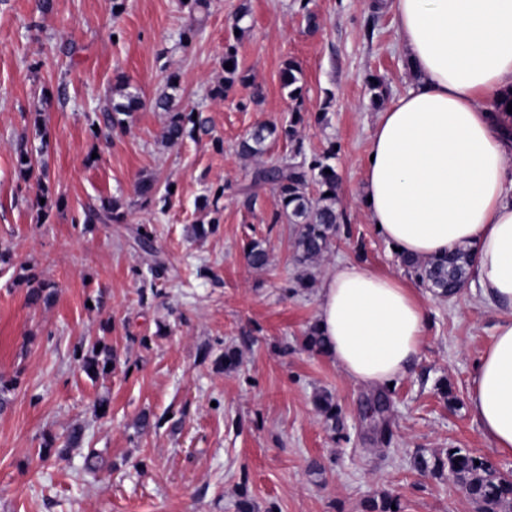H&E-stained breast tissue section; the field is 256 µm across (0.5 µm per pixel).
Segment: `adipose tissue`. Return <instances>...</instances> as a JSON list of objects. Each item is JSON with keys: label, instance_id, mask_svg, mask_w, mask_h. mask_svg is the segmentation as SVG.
<instances>
[{"label": "adipose tissue", "instance_id": "obj_1", "mask_svg": "<svg viewBox=\"0 0 512 512\" xmlns=\"http://www.w3.org/2000/svg\"><path fill=\"white\" fill-rule=\"evenodd\" d=\"M415 80L381 112L365 162V210L380 236L422 260L463 248L471 285L497 313L469 404L493 448L512 455V0H386ZM317 327L337 369L380 389L407 375L427 329L415 292L355 260L332 265Z\"/></svg>", "mask_w": 512, "mask_h": 512}]
</instances>
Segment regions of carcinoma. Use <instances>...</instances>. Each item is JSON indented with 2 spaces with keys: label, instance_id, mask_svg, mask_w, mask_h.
<instances>
[{
  "label": "carcinoma",
  "instance_id": "obj_1",
  "mask_svg": "<svg viewBox=\"0 0 512 512\" xmlns=\"http://www.w3.org/2000/svg\"><path fill=\"white\" fill-rule=\"evenodd\" d=\"M224 62L232 63V69L224 70V82L210 92L214 98H223L237 82L245 83L249 77L239 71L236 46L226 41L224 46ZM282 87L287 89L288 100L292 103V119L286 126L275 124L261 125L254 129L239 144L242 157L257 163L253 171V184L269 185L277 197L278 209L270 218V223H288L295 225L294 259L297 265L307 268L323 259L330 251L341 225L349 223L344 210L337 207L340 178L332 160L336 159V149L330 148L320 155L308 158L302 155L301 146L294 148L293 155L276 162L267 163L263 156L267 155L269 143L279 139L290 142L297 141L296 126L302 121L301 106L303 100V74L300 65L290 60L282 70ZM177 88V75L171 74L166 80V90L156 96L154 109L167 114L162 131V142L168 147H175L187 138H194L197 131L203 128L201 117L194 112H185L175 106V97L171 91ZM119 99L112 100V110L103 113L105 129L97 127L91 121L90 130L98 137L119 130L126 131L129 119L137 111L142 101L138 93L129 91V83L122 81L115 87ZM42 150L35 152L26 146L19 147L17 166L22 179L27 180L34 174L35 167H40L38 181L40 197L44 204L38 205V217H47L52 209L49 187L45 184L47 164L41 159ZM331 173H325V170ZM314 184L316 194L310 196L306 187ZM159 189L151 179L140 180L135 187L136 196L144 203L152 201ZM125 213L121 206L112 199H104L98 207H89L84 211V224L91 228L96 224H121ZM245 259L249 266L261 269L268 263V252L259 241H252L245 250ZM402 263L423 285L441 296L453 297L465 286L468 268L471 263L469 252L459 249L435 259L421 261L413 257H401ZM27 286V301L32 306L48 305L55 297L53 284L41 279L33 268L21 276ZM304 346L315 352H326L324 337L317 327L312 326L304 336ZM74 358L79 362L80 369L91 379L111 373L108 365L112 364V347L103 340L95 341L89 348L78 347L74 350ZM315 407L332 421L338 420L339 408L328 393L316 397ZM83 439V429H71L62 444L56 446V438L45 437L38 455L43 461L51 456L63 459L69 450L78 446ZM414 465L422 472L442 474L448 473L460 486L466 497L476 505L477 512H503L512 505V477L502 475L491 463L481 456L463 451L459 448L448 449V455L442 459L432 460L420 455L415 458Z\"/></svg>",
  "mask_w": 512,
  "mask_h": 512
}]
</instances>
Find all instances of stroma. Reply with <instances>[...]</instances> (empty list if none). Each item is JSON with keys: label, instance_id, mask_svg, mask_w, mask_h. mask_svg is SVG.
Here are the masks:
<instances>
[{"label": "stroma", "instance_id": "stroma-1", "mask_svg": "<svg viewBox=\"0 0 512 512\" xmlns=\"http://www.w3.org/2000/svg\"><path fill=\"white\" fill-rule=\"evenodd\" d=\"M207 2L194 13L181 0H125L116 13L112 0H0V248L11 256L0 267V377L20 380L0 411V512H365L387 496L398 512H475L457 484L419 473L414 458L461 448L512 475V456L492 448L468 400L497 318L470 288L448 299L419 284L361 201L370 130L414 80L391 14L375 0ZM310 14L318 28L308 27ZM196 18L203 26L182 46L179 33ZM229 39L249 80L214 98ZM289 60L303 71L302 150L336 146L337 205L349 216L310 275L356 259L401 279L427 311L421 352L388 389L382 420L369 410L373 391L303 347L318 291L297 286L295 227L270 223L275 195L252 188L254 164L238 154L254 128L290 119L281 81ZM172 72L178 106L200 112L205 128L167 148L166 115L150 102ZM122 78L143 105L125 133L95 138L88 119L109 108ZM257 86L264 100L255 105ZM38 112L59 202L41 220L38 183L19 177L16 155L20 141L39 145ZM148 177L173 188L169 205L141 204L134 187ZM219 184L213 212L204 198ZM104 198L119 200L124 222L86 229L84 206ZM142 226L156 254L142 250ZM253 240L269 253L266 268L244 259ZM157 260L166 267L161 295L141 299V276ZM24 266L55 285L50 305H28ZM99 339L116 365L92 380L73 350ZM229 347L241 351L231 370L217 363ZM321 392L336 402L339 425L318 413ZM145 411L171 420L142 428ZM77 425L81 448L39 461L44 436ZM91 448L104 460L94 477L84 472Z\"/></svg>", "mask_w": 512, "mask_h": 512}]
</instances>
